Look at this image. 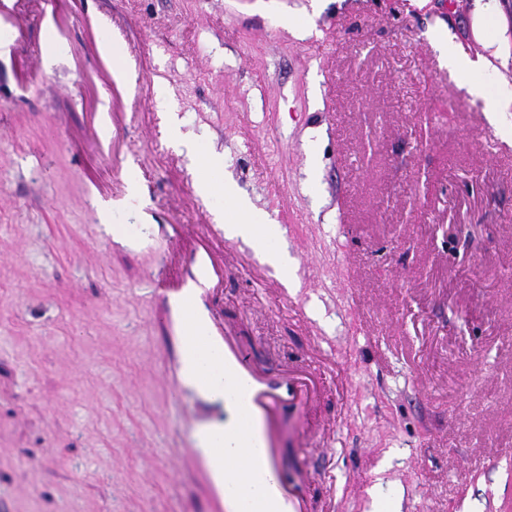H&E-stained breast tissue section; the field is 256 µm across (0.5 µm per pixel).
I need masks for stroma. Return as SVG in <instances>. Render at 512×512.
I'll list each match as a JSON object with an SVG mask.
<instances>
[{
    "mask_svg": "<svg viewBox=\"0 0 512 512\" xmlns=\"http://www.w3.org/2000/svg\"><path fill=\"white\" fill-rule=\"evenodd\" d=\"M0 20V512H217L149 286L210 224L198 144L287 274L206 295L266 376L323 381L276 461L305 512H512V134L431 39L470 0H9ZM311 19L300 36L279 23ZM115 42L105 76L93 46ZM169 92L166 106L157 87ZM428 112L418 121V109Z\"/></svg>",
    "mask_w": 512,
    "mask_h": 512,
    "instance_id": "obj_1",
    "label": "stroma"
}]
</instances>
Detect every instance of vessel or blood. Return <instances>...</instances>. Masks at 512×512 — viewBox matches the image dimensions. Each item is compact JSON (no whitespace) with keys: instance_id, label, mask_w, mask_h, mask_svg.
<instances>
[{"instance_id":"vessel-or-blood-1","label":"vessel or blood","mask_w":512,"mask_h":512,"mask_svg":"<svg viewBox=\"0 0 512 512\" xmlns=\"http://www.w3.org/2000/svg\"><path fill=\"white\" fill-rule=\"evenodd\" d=\"M178 235H202L209 245L193 253L187 271L174 269L166 260H158L151 273L154 296L164 303L163 318L179 336L178 356L173 387L209 397L206 383L197 375L196 367L205 358H214L231 383L224 402L233 414L225 432L230 447L240 449L249 466L264 479V495L257 500L255 512H301L300 497L288 491L283 477L273 462L271 426L282 403H303L311 392L308 377L290 375L276 385L260 376L247 350L233 347L224 338L213 310L204 296L211 284L214 269L213 251L224 246V227L220 224H182ZM202 332L193 341L191 330ZM208 481L222 503L223 512H243L236 490L240 473L234 466L222 463L206 450H199Z\"/></svg>"}]
</instances>
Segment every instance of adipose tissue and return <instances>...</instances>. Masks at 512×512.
Returning <instances> with one entry per match:
<instances>
[{"mask_svg": "<svg viewBox=\"0 0 512 512\" xmlns=\"http://www.w3.org/2000/svg\"><path fill=\"white\" fill-rule=\"evenodd\" d=\"M471 33L483 49L474 59H461L459 45L446 27H435L432 41L448 65L466 62L468 89L483 101L490 122L496 124L502 114L512 112V26L490 0H472ZM205 165L210 174L202 178L201 191L215 200L224 215L226 237L252 243L272 265L287 269L288 255L279 239L262 234L267 225L265 214L241 200L235 188L224 182L218 161L210 157Z\"/></svg>", "mask_w": 512, "mask_h": 512, "instance_id": "adipose-tissue-1", "label": "adipose tissue"}]
</instances>
